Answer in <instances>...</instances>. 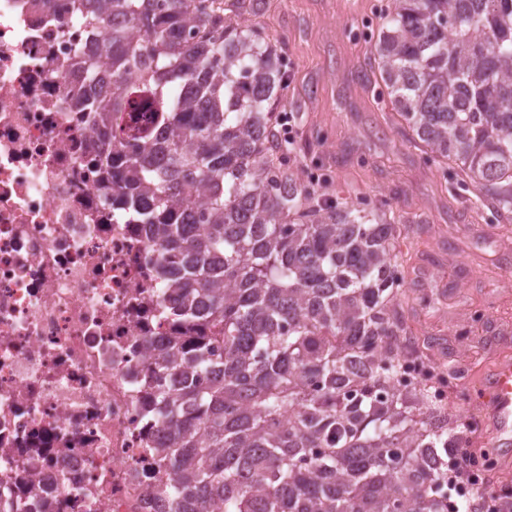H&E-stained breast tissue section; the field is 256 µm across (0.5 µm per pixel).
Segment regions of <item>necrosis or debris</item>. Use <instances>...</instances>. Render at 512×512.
Wrapping results in <instances>:
<instances>
[{
	"mask_svg": "<svg viewBox=\"0 0 512 512\" xmlns=\"http://www.w3.org/2000/svg\"><path fill=\"white\" fill-rule=\"evenodd\" d=\"M0 0V497L17 512H170L150 344L160 255L112 205L73 72L112 39L79 0Z\"/></svg>",
	"mask_w": 512,
	"mask_h": 512,
	"instance_id": "1",
	"label": "necrosis or debris"
}]
</instances>
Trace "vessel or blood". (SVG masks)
I'll use <instances>...</instances> for the list:
<instances>
[{"instance_id":"obj_1","label":"vessel or blood","mask_w":512,"mask_h":512,"mask_svg":"<svg viewBox=\"0 0 512 512\" xmlns=\"http://www.w3.org/2000/svg\"><path fill=\"white\" fill-rule=\"evenodd\" d=\"M485 423L502 466H512V358L502 357L484 381Z\"/></svg>"}]
</instances>
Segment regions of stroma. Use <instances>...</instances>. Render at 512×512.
<instances>
[{
    "mask_svg": "<svg viewBox=\"0 0 512 512\" xmlns=\"http://www.w3.org/2000/svg\"><path fill=\"white\" fill-rule=\"evenodd\" d=\"M389 0H264L243 13L280 51L288 85L281 109L294 117L289 165L326 198L387 202L389 216L418 231L396 249L414 302L404 318L435 363L454 368L470 391L449 399L459 421L480 418V381L512 357V223L497 220L454 172L407 142L405 124L379 93L367 33ZM481 310L484 322L468 332Z\"/></svg>",
    "mask_w": 512,
    "mask_h": 512,
    "instance_id": "1",
    "label": "stroma"
}]
</instances>
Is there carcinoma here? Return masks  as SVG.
Here are the masks:
<instances>
[{"instance_id":"carcinoma-1","label":"carcinoma","mask_w":512,"mask_h":512,"mask_svg":"<svg viewBox=\"0 0 512 512\" xmlns=\"http://www.w3.org/2000/svg\"><path fill=\"white\" fill-rule=\"evenodd\" d=\"M81 2L123 19L76 107L108 139L113 203L155 227L175 335L147 419L171 512H448L458 420L394 384L419 347L404 225L282 163L283 63L234 19L245 0ZM373 48L409 140L509 219L512 0H392Z\"/></svg>"}]
</instances>
